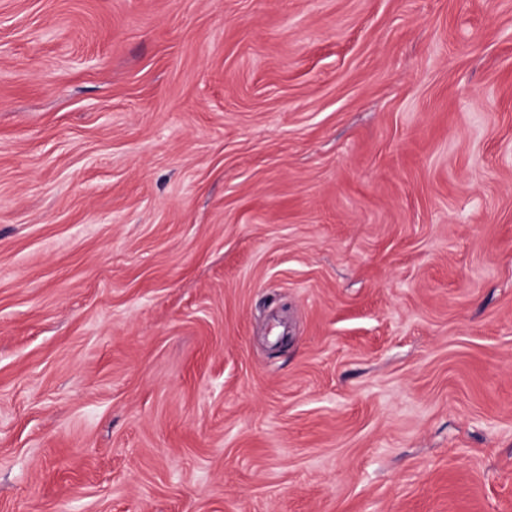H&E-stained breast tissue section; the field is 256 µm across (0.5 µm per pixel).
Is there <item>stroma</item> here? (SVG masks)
Instances as JSON below:
<instances>
[{"instance_id": "stroma-1", "label": "stroma", "mask_w": 512, "mask_h": 512, "mask_svg": "<svg viewBox=\"0 0 512 512\" xmlns=\"http://www.w3.org/2000/svg\"><path fill=\"white\" fill-rule=\"evenodd\" d=\"M0 512H512V0H0Z\"/></svg>"}]
</instances>
